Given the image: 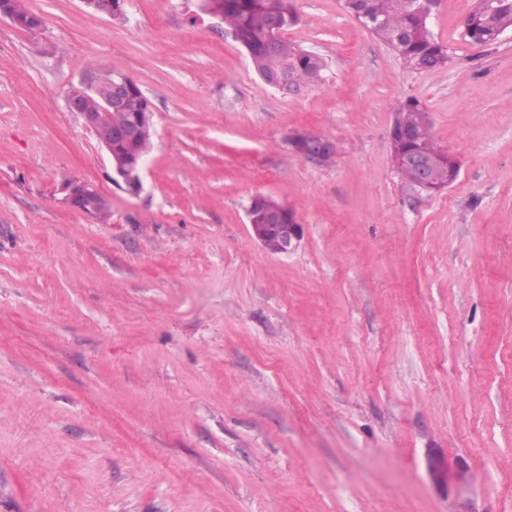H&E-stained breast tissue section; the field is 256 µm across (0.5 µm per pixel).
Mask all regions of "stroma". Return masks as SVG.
<instances>
[{"instance_id": "obj_1", "label": "stroma", "mask_w": 512, "mask_h": 512, "mask_svg": "<svg viewBox=\"0 0 512 512\" xmlns=\"http://www.w3.org/2000/svg\"><path fill=\"white\" fill-rule=\"evenodd\" d=\"M476 3L439 0L430 73L293 0L285 38L327 62L295 95L200 0L0 17V512H512V30L471 42ZM92 62L151 103L139 194L66 108ZM411 98L461 163L434 195L393 164ZM73 181L109 223L62 205ZM256 194L294 253L251 238ZM309 136L295 132L289 136L288 143L296 153L309 161L319 164L332 161L335 155L333 142L325 138ZM251 202L247 210L251 237L265 248L267 239L275 236L279 241V254L295 251L300 245L304 230L303 224L299 223L294 212L283 205L279 207L263 204L258 197ZM287 209L292 213L290 223L285 222L284 212ZM266 249L276 254L278 251L277 240L270 238L266 243Z\"/></svg>"}]
</instances>
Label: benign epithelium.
<instances>
[{
  "label": "benign epithelium",
  "mask_w": 512,
  "mask_h": 512,
  "mask_svg": "<svg viewBox=\"0 0 512 512\" xmlns=\"http://www.w3.org/2000/svg\"><path fill=\"white\" fill-rule=\"evenodd\" d=\"M89 11L105 16L111 20L121 21L125 17L124 0H81ZM275 41L269 42V67L260 72L263 81L283 92L295 93L304 84L284 79L275 62ZM136 82L127 74L106 69L98 70L84 77L78 84L70 86L66 103L69 111L81 116L84 124L97 137L100 144L108 153L112 180L123 184L127 192L136 195L142 189V172L145 159L128 160L115 150V143H129L139 139L144 133L155 131L152 123L151 105H145L136 96ZM97 95L103 102V107L94 110L89 106L91 95ZM114 111H120L125 116L123 123L110 126L107 117ZM292 149L305 159L319 164L333 160L335 145L328 139L309 137L295 132L288 138ZM395 168L411 166L417 171L416 187L420 191L430 192L437 189L438 182L434 174L433 163L414 153L403 152L393 160ZM62 203L90 217L110 206L108 198L98 192L93 186L76 182L67 187V193ZM287 207L263 204L260 199L252 201L247 210L251 237L260 245H265L271 236L279 241V253L288 254L295 251L303 238V225L297 218L285 222L284 212Z\"/></svg>",
  "instance_id": "obj_1"
}]
</instances>
